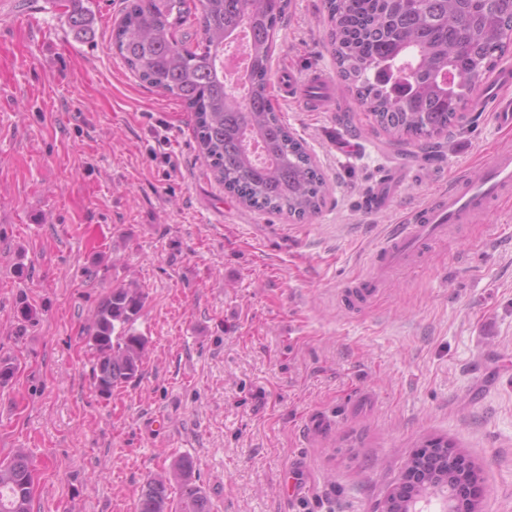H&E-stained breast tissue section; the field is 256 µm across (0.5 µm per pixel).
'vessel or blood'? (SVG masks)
<instances>
[{"mask_svg": "<svg viewBox=\"0 0 512 512\" xmlns=\"http://www.w3.org/2000/svg\"><path fill=\"white\" fill-rule=\"evenodd\" d=\"M285 96L304 95L308 105L324 108L334 97L331 82L317 74L306 79L283 76L278 80ZM490 110L499 126L512 127V71L498 74ZM512 199V147H498L478 179L458 181L435 193L395 225L375 254L373 271L367 276L350 279L340 293L348 308L364 307L379 291L391 268L408 264L448 232L449 225L472 223L487 214L493 205Z\"/></svg>", "mask_w": 512, "mask_h": 512, "instance_id": "1", "label": "vessel or blood"}]
</instances>
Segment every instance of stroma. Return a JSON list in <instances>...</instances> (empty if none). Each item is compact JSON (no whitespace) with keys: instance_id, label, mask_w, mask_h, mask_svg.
<instances>
[{"instance_id":"1","label":"stroma","mask_w":512,"mask_h":512,"mask_svg":"<svg viewBox=\"0 0 512 512\" xmlns=\"http://www.w3.org/2000/svg\"><path fill=\"white\" fill-rule=\"evenodd\" d=\"M84 4L78 35L60 0H0V354L19 363L0 459L28 449L34 512H135L182 456L211 512H375L434 436L478 467L482 512H512V202L389 273L363 311L336 300L392 225L512 144L493 85L436 157L393 146L337 77L324 0H288L268 91L327 183L297 223L225 193L193 113L115 54L124 0ZM317 71L334 80L327 109L282 99L279 73ZM380 189L386 207L366 210ZM129 283L147 294L148 358L104 399L86 329ZM22 299L40 315L20 339ZM314 413L329 420L316 439Z\"/></svg>"}]
</instances>
